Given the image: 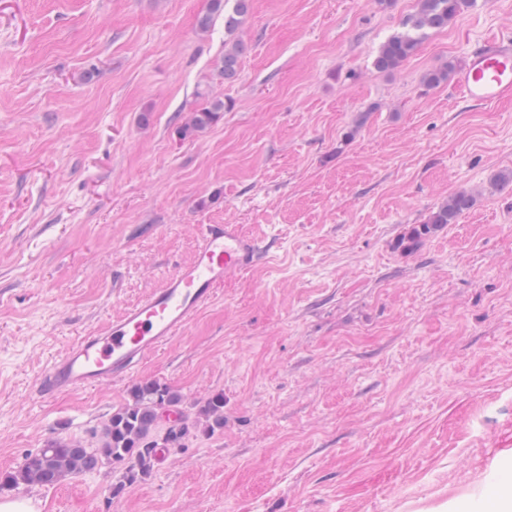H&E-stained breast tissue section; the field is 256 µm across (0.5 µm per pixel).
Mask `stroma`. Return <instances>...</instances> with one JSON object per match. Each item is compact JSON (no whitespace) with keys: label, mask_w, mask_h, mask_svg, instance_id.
Masks as SVG:
<instances>
[{"label":"stroma","mask_w":512,"mask_h":512,"mask_svg":"<svg viewBox=\"0 0 512 512\" xmlns=\"http://www.w3.org/2000/svg\"><path fill=\"white\" fill-rule=\"evenodd\" d=\"M417 0H250L237 80L209 0H0V478L54 439L95 448L137 385L224 427L119 497L107 464L0 500L35 512H438L512 455V99L424 73L512 38L474 0L392 72ZM231 106L181 137L199 93ZM476 195L413 252L442 199ZM269 243L116 385L37 397L49 360L191 260L197 225ZM243 44L239 42L225 44L224 54L217 62L218 75L224 81H233L238 76L240 55L243 51ZM199 414L205 418L204 432H214L224 427V397L216 395L205 401Z\"/></svg>","instance_id":"35a3bbf8"}]
</instances>
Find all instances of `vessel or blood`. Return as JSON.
<instances>
[{"mask_svg": "<svg viewBox=\"0 0 512 512\" xmlns=\"http://www.w3.org/2000/svg\"><path fill=\"white\" fill-rule=\"evenodd\" d=\"M458 85L468 98L495 102L512 95V41L498 37L475 49ZM191 262L161 288L125 308L121 317L79 338L56 356L37 382L42 396L103 387L132 376L143 361L180 336L218 288L266 253L262 241L236 224H202Z\"/></svg>", "mask_w": 512, "mask_h": 512, "instance_id": "obj_1", "label": "vessel or blood"}]
</instances>
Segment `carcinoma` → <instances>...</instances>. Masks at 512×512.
<instances>
[{
  "mask_svg": "<svg viewBox=\"0 0 512 512\" xmlns=\"http://www.w3.org/2000/svg\"><path fill=\"white\" fill-rule=\"evenodd\" d=\"M228 0H210L209 12L199 21L200 31L210 30L214 16L223 12ZM249 0H234L232 12L224 16V28L232 31L239 18L248 11ZM472 0H418V8L404 23V32L388 39L380 48L374 67L391 72L414 56L427 31H438L448 27L465 11ZM243 44L224 45V54L217 62L218 75L226 81L238 76ZM454 71L450 62L430 70L424 75V84L436 87L448 82ZM221 96H203V104L192 109L181 126L184 137L196 136L215 124L228 108ZM475 197L468 191H460L436 206L428 219L412 227L400 239L406 251L415 250L425 239L449 224L457 223L460 216L470 210ZM132 402L114 412L105 426L104 441L98 448H87L67 439L49 442L37 453L24 460L19 469L0 481L1 485L50 487L67 476L95 471L108 463L128 462L122 479L113 487L114 496H119L125 487L149 475L156 461L157 448H180L190 433L184 417L168 426L164 435L161 428V410L176 406L180 396L170 387L157 382L140 384L131 391ZM199 414L205 418V433L224 427V397L216 395L205 401Z\"/></svg>",
  "mask_w": 512,
  "mask_h": 512,
  "instance_id": "carcinoma-1",
  "label": "carcinoma"
}]
</instances>
